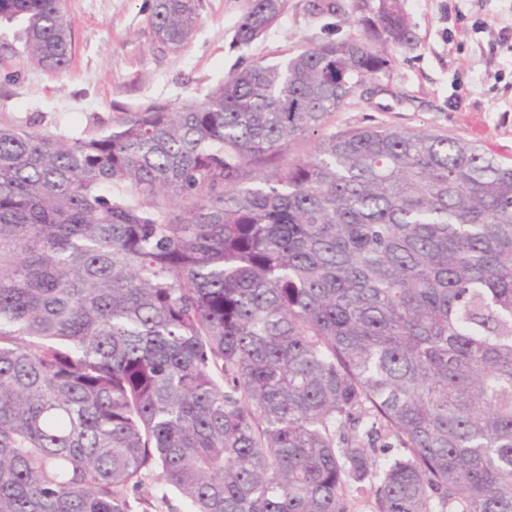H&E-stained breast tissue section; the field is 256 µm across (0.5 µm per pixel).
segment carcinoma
<instances>
[{"label":"carcinoma","mask_w":512,"mask_h":512,"mask_svg":"<svg viewBox=\"0 0 512 512\" xmlns=\"http://www.w3.org/2000/svg\"><path fill=\"white\" fill-rule=\"evenodd\" d=\"M377 2L365 39L107 134L0 125V512H130L149 479L187 512H512V164L326 131L414 41ZM284 8L248 0L235 43ZM17 21L64 73V0H0ZM148 21L183 50L199 0Z\"/></svg>","instance_id":"cac0c4a2"}]
</instances>
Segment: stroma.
<instances>
[{"label":"stroma","instance_id":"1","mask_svg":"<svg viewBox=\"0 0 512 512\" xmlns=\"http://www.w3.org/2000/svg\"><path fill=\"white\" fill-rule=\"evenodd\" d=\"M286 0L276 24L251 46L234 43L247 0H200L189 45L164 48L148 24L152 0H65L73 55L65 73L0 55V124L65 138L110 130L150 103L202 99L239 66L280 59L327 39H359L358 20L375 0ZM415 40L394 50L388 70L366 79L327 119L331 131L381 125L426 129L477 144L512 164V0H401ZM132 512H186L176 489L150 481Z\"/></svg>","mask_w":512,"mask_h":512}]
</instances>
